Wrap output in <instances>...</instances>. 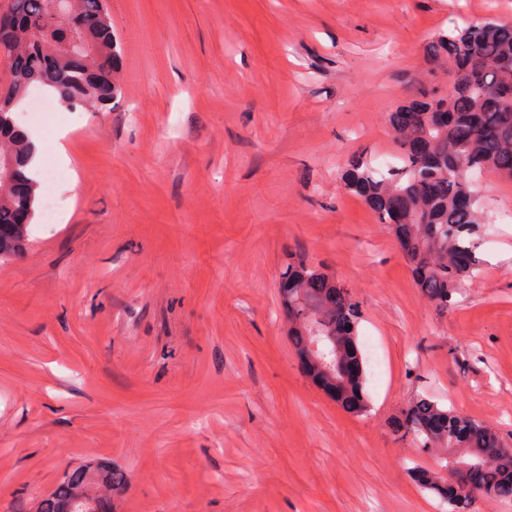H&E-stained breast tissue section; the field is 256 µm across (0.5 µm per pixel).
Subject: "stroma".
<instances>
[{
  "label": "stroma",
  "instance_id": "obj_1",
  "mask_svg": "<svg viewBox=\"0 0 512 512\" xmlns=\"http://www.w3.org/2000/svg\"><path fill=\"white\" fill-rule=\"evenodd\" d=\"M104 112L71 130L76 188L0 259V512L68 470L129 473L113 512H448L412 480L432 458L393 421L420 396L512 448V179L474 184L480 273L443 309L342 175L393 161L386 116L423 46L512 0H107ZM358 302L369 409L307 377L288 339V261Z\"/></svg>",
  "mask_w": 512,
  "mask_h": 512
}]
</instances>
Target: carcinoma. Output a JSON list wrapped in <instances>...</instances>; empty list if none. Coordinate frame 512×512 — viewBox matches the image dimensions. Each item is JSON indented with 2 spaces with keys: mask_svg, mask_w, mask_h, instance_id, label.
<instances>
[{
  "mask_svg": "<svg viewBox=\"0 0 512 512\" xmlns=\"http://www.w3.org/2000/svg\"><path fill=\"white\" fill-rule=\"evenodd\" d=\"M53 0H11L9 14L21 19L17 28L0 31V44L10 56L12 79L0 90V160L14 164L10 178L0 177V256L20 253L29 241L30 225L13 223L27 209L36 216L41 182L28 174L35 146L15 121V109L31 89L49 90L68 110L104 111L117 88L112 83L116 43L106 0H70L66 12ZM95 46L84 60L60 51L69 30ZM429 69L448 68V88L426 84L419 97L399 105L386 118L399 150L400 164L383 173L360 157L350 164L343 184L391 228L417 287L431 302L446 308L462 285L479 273L480 203L471 183L475 172L512 178V23L488 20L451 32H439L425 45ZM281 278L302 286L318 279L322 294L315 300L296 292L288 308V336L295 352L333 334L341 341V357L359 351V304L319 269L303 261L290 263ZM366 375L342 379L339 403L345 409L367 410ZM396 431L418 447L437 452L435 469L414 467L415 482L448 504V512L467 508L475 492L512 501V448L485 425L420 397L403 408ZM483 467L479 483L458 479L448 486L454 465ZM128 473L107 465L78 466L67 471L41 497L34 512H112V493L122 489Z\"/></svg>",
  "mask_w": 512,
  "mask_h": 512,
  "instance_id": "cac0c4a2",
  "label": "carcinoma"
}]
</instances>
